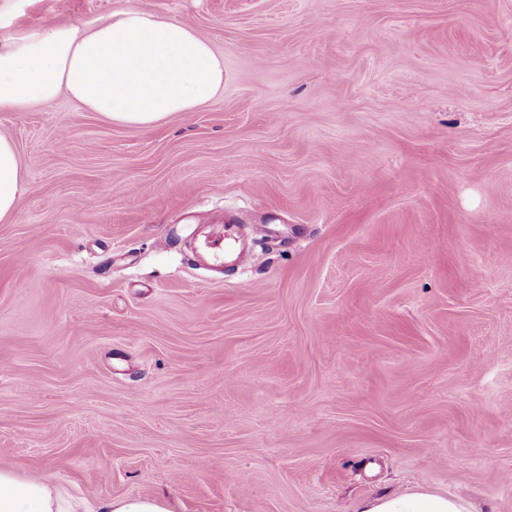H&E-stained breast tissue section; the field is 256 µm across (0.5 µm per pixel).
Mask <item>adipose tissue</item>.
<instances>
[{
    "label": "adipose tissue",
    "instance_id": "adipose-tissue-1",
    "mask_svg": "<svg viewBox=\"0 0 512 512\" xmlns=\"http://www.w3.org/2000/svg\"><path fill=\"white\" fill-rule=\"evenodd\" d=\"M224 89V59L186 24L127 7L84 27L50 25L0 39V112L49 107L67 95L132 128L195 112ZM25 192L14 143L0 136V221ZM0 512H172L160 496L87 501L54 482L0 467ZM356 512H470L466 501L426 491L362 500Z\"/></svg>",
    "mask_w": 512,
    "mask_h": 512
}]
</instances>
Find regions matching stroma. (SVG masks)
<instances>
[{"label":"stroma","instance_id":"obj_1","mask_svg":"<svg viewBox=\"0 0 512 512\" xmlns=\"http://www.w3.org/2000/svg\"><path fill=\"white\" fill-rule=\"evenodd\" d=\"M129 6L224 90L148 128L0 112V467L175 512H512V0H12L0 36ZM229 217L270 234L191 266ZM25 192L19 158L14 143L0 136V221L10 220ZM463 499L426 491L362 500L354 512H471Z\"/></svg>","mask_w":512,"mask_h":512}]
</instances>
